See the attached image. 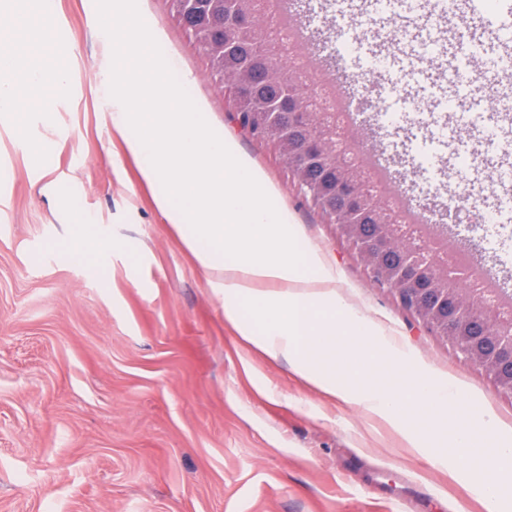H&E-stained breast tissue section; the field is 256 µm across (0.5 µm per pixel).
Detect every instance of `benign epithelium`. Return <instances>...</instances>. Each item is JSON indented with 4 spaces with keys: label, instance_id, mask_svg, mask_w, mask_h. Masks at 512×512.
<instances>
[{
    "label": "benign epithelium",
    "instance_id": "benign-epithelium-1",
    "mask_svg": "<svg viewBox=\"0 0 512 512\" xmlns=\"http://www.w3.org/2000/svg\"><path fill=\"white\" fill-rule=\"evenodd\" d=\"M224 17L243 31H262L253 37L258 53L281 55L267 23L270 0H216ZM175 16L197 20L192 34L209 39L201 0H169ZM211 76L219 90L229 89L237 121L273 142L294 170V185L305 199L336 224L354 247L373 283L386 288L428 329L444 336L466 364L483 367L502 390L512 393V304H504L491 288H471L468 268L448 257L418 224L407 223L404 212L393 208L380 183L371 181L362 154L351 148L358 133L336 122L323 110L324 100L304 93V81L292 74L278 80L277 94L251 107L244 94L247 83L225 79L224 43H210ZM347 156L344 177L336 193L307 177L309 162L317 156Z\"/></svg>",
    "mask_w": 512,
    "mask_h": 512
}]
</instances>
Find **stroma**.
Returning <instances> with one entry per match:
<instances>
[{
	"instance_id": "stroma-1",
	"label": "stroma",
	"mask_w": 512,
	"mask_h": 512,
	"mask_svg": "<svg viewBox=\"0 0 512 512\" xmlns=\"http://www.w3.org/2000/svg\"><path fill=\"white\" fill-rule=\"evenodd\" d=\"M496 0L471 12L456 0L447 20L452 48L486 35ZM51 32L66 29L65 93L44 112L0 119V512H487L474 484L449 476L435 449L419 454L382 419L324 397L290 370L248 349L156 206L113 127L103 74L116 13L152 34L177 90L219 129L257 178L267 204L316 253L337 294L409 353L414 369L453 379L475 413L512 436V394L481 367L463 364L446 338L427 330L369 273L335 225L298 196L274 146L245 132L215 87L208 61L168 0H15ZM339 16L351 49L345 65L320 60L324 81L349 94L344 68L364 74L372 102L395 113L393 128L364 130L389 145L387 181L402 195L457 186L489 208L511 190L488 191L504 164L477 122L458 111L488 95L483 62L471 58L472 92L443 85L441 68L401 79L370 59L386 55L393 25L403 38L421 17L374 16L356 28ZM107 241L95 270L66 259L73 218ZM494 282L512 276V221L477 240L454 230Z\"/></svg>"
}]
</instances>
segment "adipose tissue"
Returning a JSON list of instances; mask_svg holds the SVG:
<instances>
[{
  "label": "adipose tissue",
  "instance_id": "adipose-tissue-1",
  "mask_svg": "<svg viewBox=\"0 0 512 512\" xmlns=\"http://www.w3.org/2000/svg\"><path fill=\"white\" fill-rule=\"evenodd\" d=\"M122 63L106 71L114 89L112 123L128 152L143 158L141 175L161 187L156 202L182 244L203 269L224 304V315L248 347L275 360L333 398L383 419L413 450L424 440L445 444L440 463L475 458L470 440L492 429L491 415L464 413L460 388L409 369L405 350L352 310L329 284L311 255H297L291 224L271 211L255 177L244 166H226L232 153L222 134L163 78L165 65L140 29L116 39ZM52 81L68 84L64 68L20 70L0 58V113L23 111L30 90ZM272 284L269 292L260 291ZM496 474L483 498L498 512L501 492L512 484V440L498 438Z\"/></svg>",
  "mask_w": 512,
  "mask_h": 512
}]
</instances>
